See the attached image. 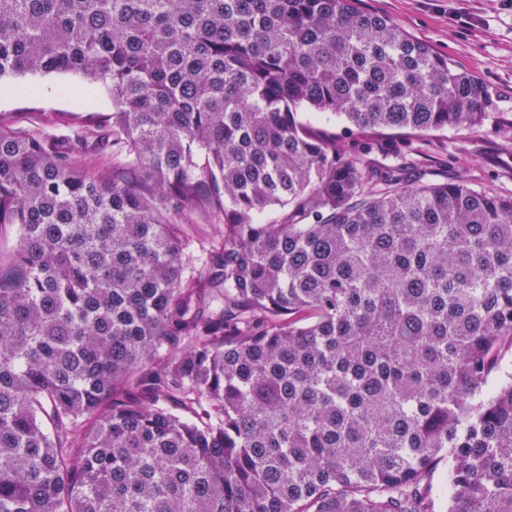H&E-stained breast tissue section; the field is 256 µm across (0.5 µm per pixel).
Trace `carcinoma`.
Here are the masks:
<instances>
[{
  "label": "carcinoma",
  "instance_id": "carcinoma-1",
  "mask_svg": "<svg viewBox=\"0 0 512 512\" xmlns=\"http://www.w3.org/2000/svg\"><path fill=\"white\" fill-rule=\"evenodd\" d=\"M54 72L112 164L0 113V512H436L442 463L512 512V195L370 158L483 82L353 0H0V78ZM317 116L314 112H300L298 119L303 123H312L315 126L336 132V135L343 138L344 144L348 150L354 151L362 147L367 142V138L359 133L355 128L350 127L343 118L331 115Z\"/></svg>",
  "mask_w": 512,
  "mask_h": 512
}]
</instances>
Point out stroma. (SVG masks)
Listing matches in <instances>:
<instances>
[{
    "instance_id": "35a3bbf8",
    "label": "stroma",
    "mask_w": 512,
    "mask_h": 512,
    "mask_svg": "<svg viewBox=\"0 0 512 512\" xmlns=\"http://www.w3.org/2000/svg\"><path fill=\"white\" fill-rule=\"evenodd\" d=\"M355 6L390 17L414 39L478 78L492 92V111L512 121V0H356ZM21 85L32 87V94L18 93ZM111 110L112 96L105 87L87 86L73 73L0 79V113L10 114L23 131L70 134L77 117ZM383 144L387 151H404L434 179L458 175L475 188L512 194V132L501 133L496 123L409 139L393 131Z\"/></svg>"
}]
</instances>
